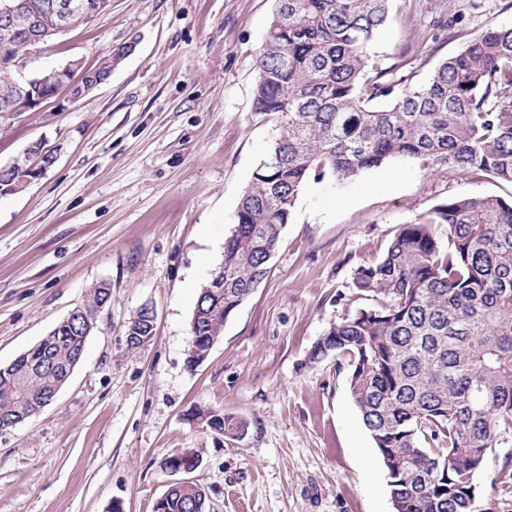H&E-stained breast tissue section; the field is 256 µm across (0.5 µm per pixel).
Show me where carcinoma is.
I'll use <instances>...</instances> for the list:
<instances>
[{"mask_svg": "<svg viewBox=\"0 0 512 512\" xmlns=\"http://www.w3.org/2000/svg\"><path fill=\"white\" fill-rule=\"evenodd\" d=\"M79 2L69 28L99 14V0ZM274 2L256 56L253 111L271 117L277 135L240 198L217 267L221 287H200L191 369L266 279L309 180L344 184L405 158L512 183V27L471 37L418 84L369 54L391 0ZM120 59L109 50L94 76H110ZM15 92L13 70L0 68V104ZM27 177L22 165L0 169V190ZM353 284L376 305L331 324L309 362L349 356L350 394L382 457L394 512H475L486 454L512 435V199L448 198L403 225L379 260L357 266ZM109 296L100 282L83 307L94 313ZM87 338L78 320L57 326L0 369V426L51 398ZM205 422L216 433L247 431V422L219 413ZM157 512L210 510L194 483L171 489Z\"/></svg>", "mask_w": 512, "mask_h": 512, "instance_id": "obj_1", "label": "carcinoma"}]
</instances>
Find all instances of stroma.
Returning <instances> with one entry per match:
<instances>
[{
    "label": "stroma",
    "mask_w": 512,
    "mask_h": 512,
    "mask_svg": "<svg viewBox=\"0 0 512 512\" xmlns=\"http://www.w3.org/2000/svg\"><path fill=\"white\" fill-rule=\"evenodd\" d=\"M392 0L370 53L425 82L477 31L512 26V0ZM273 0H111L90 23L29 54V74L95 66L131 46L77 102L0 119V168L53 150L23 191L0 196V365L49 334L105 281L112 303L67 383L40 413L0 429V512H154L164 463L200 459L191 478L210 512H393L386 470L350 395L348 357L308 360L333 323L371 306L354 271L402 225L451 197H512V184L396 159L354 180L308 181L268 278L186 366L197 292L222 261L243 190L275 138L253 110L255 59ZM451 18V29L433 27ZM156 327L128 346L142 306ZM215 411L248 423L212 432ZM512 437L475 478V512H512L500 484Z\"/></svg>",
    "instance_id": "stroma-1"
}]
</instances>
